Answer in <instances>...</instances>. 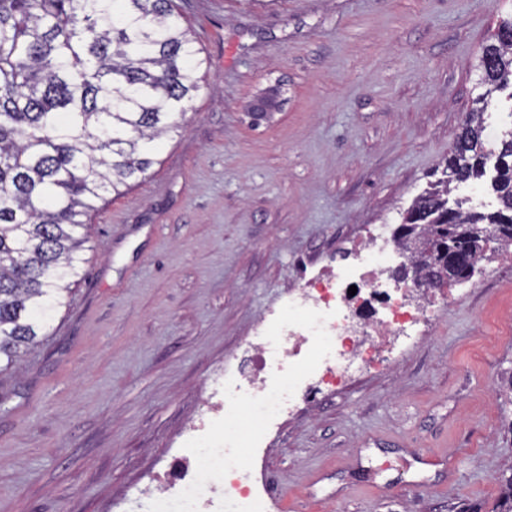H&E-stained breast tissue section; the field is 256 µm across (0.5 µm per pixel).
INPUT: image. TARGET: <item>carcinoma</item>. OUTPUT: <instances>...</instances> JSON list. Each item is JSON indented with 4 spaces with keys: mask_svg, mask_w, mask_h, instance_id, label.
<instances>
[{
    "mask_svg": "<svg viewBox=\"0 0 512 512\" xmlns=\"http://www.w3.org/2000/svg\"><path fill=\"white\" fill-rule=\"evenodd\" d=\"M205 59L174 0H0V370L34 344L85 262L91 217L156 163L160 138L204 89ZM476 103L512 86V17L477 64ZM489 177L497 205L464 212L450 184ZM427 226L404 246L428 258L443 224H502L512 248V131L489 150L465 120L442 178L405 211ZM511 475L496 512H512Z\"/></svg>",
    "mask_w": 512,
    "mask_h": 512,
    "instance_id": "1",
    "label": "carcinoma"
}]
</instances>
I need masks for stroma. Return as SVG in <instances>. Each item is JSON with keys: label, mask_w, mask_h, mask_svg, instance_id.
Returning a JSON list of instances; mask_svg holds the SVG:
<instances>
[{"label": "stroma", "mask_w": 512, "mask_h": 512, "mask_svg": "<svg viewBox=\"0 0 512 512\" xmlns=\"http://www.w3.org/2000/svg\"><path fill=\"white\" fill-rule=\"evenodd\" d=\"M209 88L93 216L80 280L0 372V512H135L244 341L442 170L512 0H175ZM283 105L251 125L274 82ZM394 361L303 406L277 512H493L512 468V263Z\"/></svg>", "instance_id": "1"}]
</instances>
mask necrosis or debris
Here are the masks:
<instances>
[{"mask_svg": "<svg viewBox=\"0 0 512 512\" xmlns=\"http://www.w3.org/2000/svg\"><path fill=\"white\" fill-rule=\"evenodd\" d=\"M396 254L391 225H374L335 271L308 280L287 314L249 340L248 367L225 378L216 417L193 437L194 467L172 488L156 489L145 512H270V492L253 482L243 455L259 453L265 431L299 398L384 368L399 341L436 320L454 298L449 289L417 291L410 281L383 293ZM378 294L379 312L369 307Z\"/></svg>", "mask_w": 512, "mask_h": 512, "instance_id": "obj_1", "label": "necrosis or debris"}]
</instances>
